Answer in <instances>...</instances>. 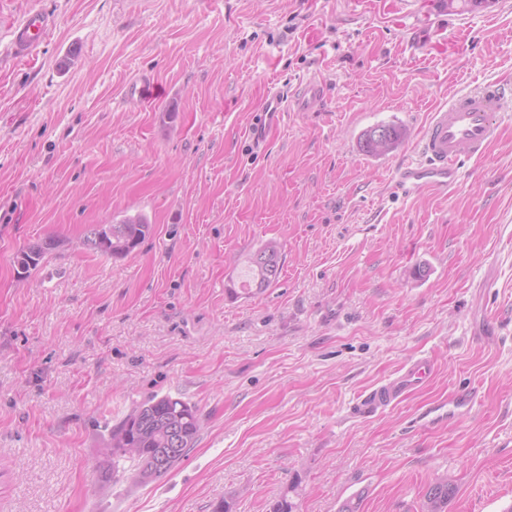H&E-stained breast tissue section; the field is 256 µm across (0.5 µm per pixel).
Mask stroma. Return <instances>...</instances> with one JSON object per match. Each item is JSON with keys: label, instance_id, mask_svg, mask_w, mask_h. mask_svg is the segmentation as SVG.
Returning a JSON list of instances; mask_svg holds the SVG:
<instances>
[{"label": "stroma", "instance_id": "1", "mask_svg": "<svg viewBox=\"0 0 512 512\" xmlns=\"http://www.w3.org/2000/svg\"><path fill=\"white\" fill-rule=\"evenodd\" d=\"M29 11L56 27L26 62ZM310 78L326 100L254 142L268 91ZM488 81L512 87V0H0V512H419L443 476L448 512L511 506L512 100L454 189L393 192L431 112ZM392 122L403 143L363 154ZM124 212L141 246H83ZM270 240L279 278L248 294ZM421 358L427 383L359 412ZM156 394L199 408L194 447L105 481L112 425ZM376 128H384L387 132V137L383 141L382 145L378 142H374L370 138V133ZM406 137V129L396 124H380L367 130L361 139L360 147L361 150L370 156H382L398 144H400ZM152 224L141 212L114 216L109 224H96L89 231L84 245L97 253L124 257L133 252L151 233ZM60 242L54 238H49L40 244L29 247L21 251L16 256L17 273L20 277H27L31 271L36 270L45 255L59 246Z\"/></svg>", "mask_w": 512, "mask_h": 512}]
</instances>
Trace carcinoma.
Wrapping results in <instances>:
<instances>
[{
    "label": "carcinoma",
    "mask_w": 512,
    "mask_h": 512,
    "mask_svg": "<svg viewBox=\"0 0 512 512\" xmlns=\"http://www.w3.org/2000/svg\"><path fill=\"white\" fill-rule=\"evenodd\" d=\"M387 132L383 143L370 138L365 132L360 142L361 150L370 156H382L406 137V129L396 124L382 125ZM152 224L141 212L124 213L112 217L108 224H96L89 231L84 245L97 253L124 257L133 252L151 233ZM59 246V241L50 238L40 244L21 251L16 256L17 273L21 277L37 269L45 255ZM282 269L281 249L275 242H267L248 258L249 278L242 287L261 292L275 282ZM201 428V418L196 406L170 395L152 396L140 403L132 412L112 426L110 443L104 455L112 460V472H117L119 461L127 458L136 462V476L143 479L144 473L153 465L160 448H176L178 453L171 465L154 471L147 481L163 477L175 469L194 447ZM452 488L448 480L438 479L430 484L419 505L420 512H447Z\"/></svg>",
    "instance_id": "cac0c4a2"
}]
</instances>
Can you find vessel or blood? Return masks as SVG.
<instances>
[{"instance_id": "obj_1", "label": "vessel or blood", "mask_w": 512, "mask_h": 512, "mask_svg": "<svg viewBox=\"0 0 512 512\" xmlns=\"http://www.w3.org/2000/svg\"><path fill=\"white\" fill-rule=\"evenodd\" d=\"M51 27V20L43 14H27L14 28L17 58L30 59ZM507 93L505 86L490 82L436 108L415 143L418 161L406 164L396 173L397 191L408 197L427 188L439 192L453 188L461 166L482 158L496 139ZM325 96L323 84L314 80L289 93L275 91L263 102L258 128L266 130L276 125L288 108L304 111ZM430 371V364L425 362L410 365L392 381L370 391L362 401L361 411L374 412L397 405L406 393L425 381Z\"/></svg>"}]
</instances>
